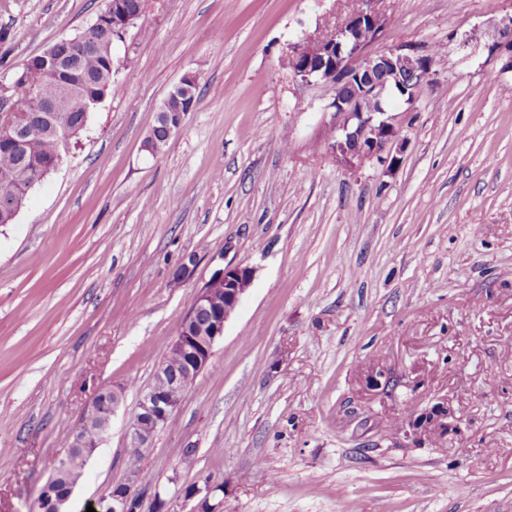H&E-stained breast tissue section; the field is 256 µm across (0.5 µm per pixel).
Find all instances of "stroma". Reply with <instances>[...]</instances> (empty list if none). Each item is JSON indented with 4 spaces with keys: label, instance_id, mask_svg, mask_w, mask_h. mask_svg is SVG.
Returning <instances> with one entry per match:
<instances>
[{
    "label": "stroma",
    "instance_id": "obj_1",
    "mask_svg": "<svg viewBox=\"0 0 512 512\" xmlns=\"http://www.w3.org/2000/svg\"><path fill=\"white\" fill-rule=\"evenodd\" d=\"M105 0H0L10 85ZM353 0H145L114 45L116 92L0 227V512H29L100 389L122 403L70 512L135 479L194 512H512V0H384L377 53L440 48L388 109L397 168L329 152L336 87L291 46ZM199 96L158 155L169 90ZM253 280L172 422L126 453L141 392L201 288ZM383 372L394 392L377 385ZM447 397L462 435H407L405 403ZM193 462H182L184 449ZM196 83V77L194 75H186L184 76L168 93L167 97L165 98L161 109L158 113V115L162 116L161 122H159V126L155 125L147 135V137L144 140L143 148L144 150L151 156H155L160 152V147L163 144H168L169 140L179 131L182 121L184 112H189V110L192 108L193 104L197 100V87H193L192 89V95L189 97L188 105L186 106L185 103H182V112H169L167 103L169 99L174 96L176 98H179V94L189 89L191 86H193ZM153 129H162L163 130V136L161 139L157 138L155 135V132ZM166 147V145L162 146V150Z\"/></svg>",
    "mask_w": 512,
    "mask_h": 512
}]
</instances>
